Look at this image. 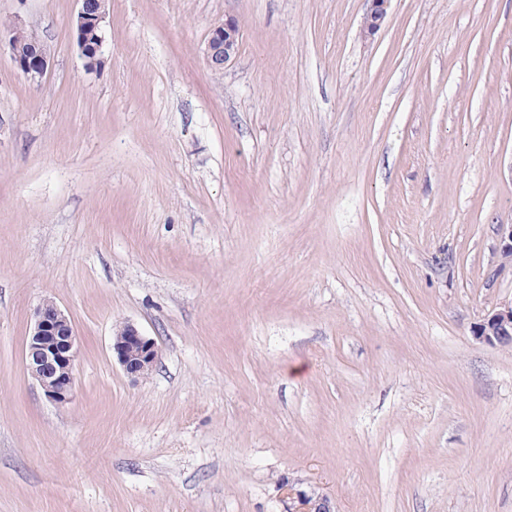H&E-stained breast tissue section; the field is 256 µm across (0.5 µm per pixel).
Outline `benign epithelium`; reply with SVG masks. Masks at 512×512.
<instances>
[{
  "instance_id": "obj_1",
  "label": "benign epithelium",
  "mask_w": 512,
  "mask_h": 512,
  "mask_svg": "<svg viewBox=\"0 0 512 512\" xmlns=\"http://www.w3.org/2000/svg\"><path fill=\"white\" fill-rule=\"evenodd\" d=\"M75 18L76 42L85 69L95 70L103 62L104 28L107 19L106 0H78ZM370 6L363 21L364 31L372 35L384 23L388 0H368ZM14 67L32 82L44 79L51 67L47 45L32 26L12 21L3 28ZM27 44V53L17 50L18 43ZM239 29L236 21L213 27L206 56L210 67L221 70L237 54ZM501 243L500 266L512 264V224L499 225ZM474 338L492 346H512V301L488 311L474 327ZM79 345L70 317L56 304L45 299L36 308L24 348L25 364L44 397L55 405L68 404L74 393L75 361ZM112 356L126 375L136 380L151 373L160 358L157 342L144 335L131 323L120 325L112 337ZM284 512H334L327 497L318 493L287 492Z\"/></svg>"
}]
</instances>
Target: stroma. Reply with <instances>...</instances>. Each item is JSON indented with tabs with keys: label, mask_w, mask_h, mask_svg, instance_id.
<instances>
[{
	"label": "stroma",
	"mask_w": 512,
	"mask_h": 512,
	"mask_svg": "<svg viewBox=\"0 0 512 512\" xmlns=\"http://www.w3.org/2000/svg\"><path fill=\"white\" fill-rule=\"evenodd\" d=\"M0 0V512H512V0ZM234 19L236 57L207 64ZM50 298L72 401L24 344ZM133 323L162 356L132 381ZM80 4L75 18L76 42L87 71L103 63L104 28L107 19L105 0H77ZM370 6L363 21L364 31L372 35L376 33L384 23L387 15L388 0H368ZM5 34L10 57L14 67L27 79L34 82H41L51 67V57L47 45L39 38L31 25L21 21L13 20L9 26L1 29L0 44ZM26 42L27 53H20ZM18 47V50H17ZM239 29L236 21L230 20L214 26L210 31L206 56L210 67L222 70L237 54ZM79 345L70 317L50 299L36 308L24 348L25 364L44 397L55 405L68 404L74 393ZM474 338L492 346H512V300L488 311L474 327ZM112 355L125 374L136 380L154 370L160 358V347L136 326L124 323L112 337ZM284 498L286 499L284 500L286 503L284 512H334L328 498L315 493V491L310 494L300 491L294 497L289 490Z\"/></svg>",
	"instance_id": "stroma-1"
}]
</instances>
